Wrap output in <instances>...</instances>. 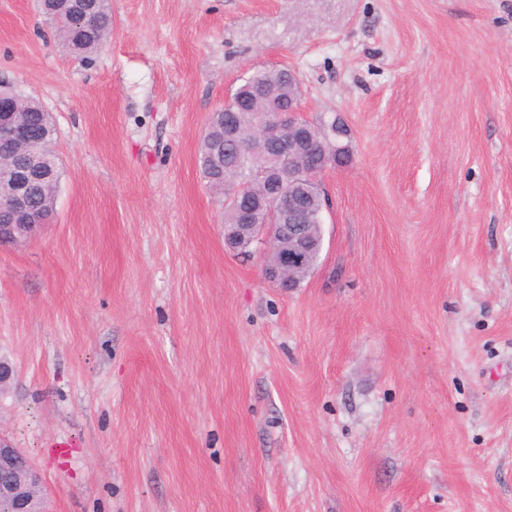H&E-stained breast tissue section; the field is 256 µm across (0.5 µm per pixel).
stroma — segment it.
<instances>
[{
    "instance_id": "stroma-1",
    "label": "stroma",
    "mask_w": 512,
    "mask_h": 512,
    "mask_svg": "<svg viewBox=\"0 0 512 512\" xmlns=\"http://www.w3.org/2000/svg\"><path fill=\"white\" fill-rule=\"evenodd\" d=\"M82 62L0 0L61 181L0 247V428L50 512H512V0H111ZM341 113L300 287L224 246L199 151L254 70Z\"/></svg>"
}]
</instances>
